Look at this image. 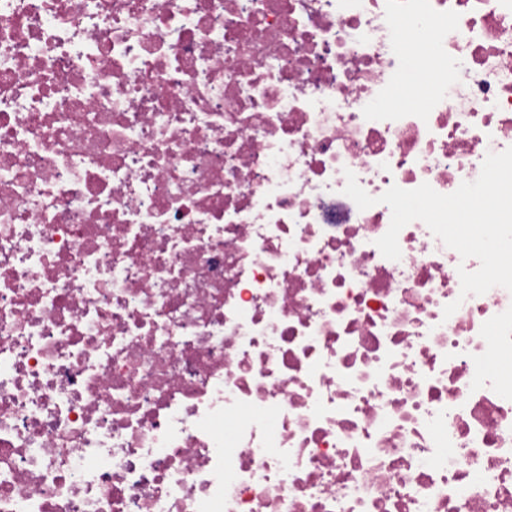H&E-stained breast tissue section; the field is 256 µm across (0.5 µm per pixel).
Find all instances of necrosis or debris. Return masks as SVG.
Listing matches in <instances>:
<instances>
[{
  "label": "necrosis or debris",
  "mask_w": 512,
  "mask_h": 512,
  "mask_svg": "<svg viewBox=\"0 0 512 512\" xmlns=\"http://www.w3.org/2000/svg\"><path fill=\"white\" fill-rule=\"evenodd\" d=\"M509 147L512 0H0V512H512V291L343 192Z\"/></svg>",
  "instance_id": "obj_1"
}]
</instances>
